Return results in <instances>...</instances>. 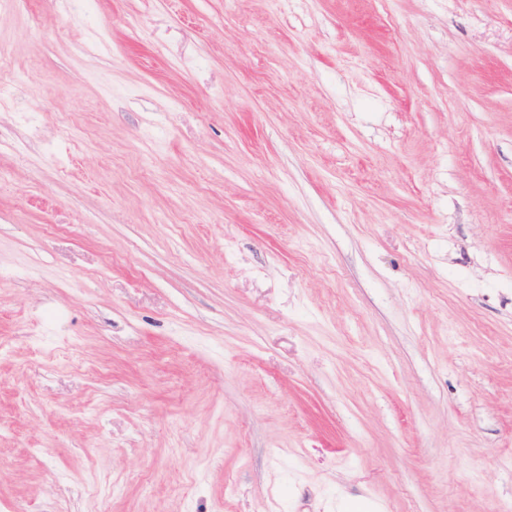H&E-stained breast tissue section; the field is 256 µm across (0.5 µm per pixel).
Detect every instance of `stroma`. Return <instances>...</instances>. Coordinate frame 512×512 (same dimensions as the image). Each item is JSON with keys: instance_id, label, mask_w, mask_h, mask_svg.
<instances>
[{"instance_id": "1", "label": "stroma", "mask_w": 512, "mask_h": 512, "mask_svg": "<svg viewBox=\"0 0 512 512\" xmlns=\"http://www.w3.org/2000/svg\"><path fill=\"white\" fill-rule=\"evenodd\" d=\"M0 512L512 504V0H0Z\"/></svg>"}]
</instances>
